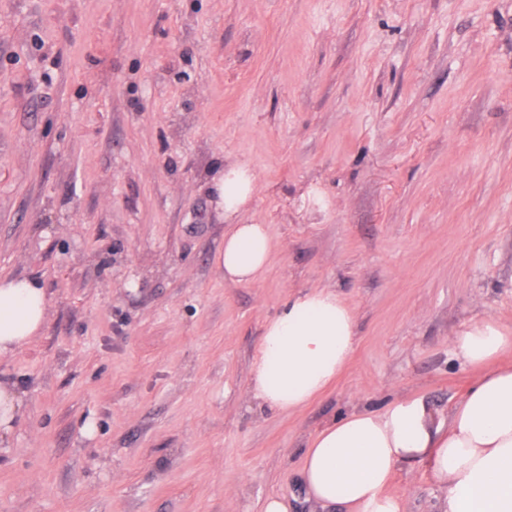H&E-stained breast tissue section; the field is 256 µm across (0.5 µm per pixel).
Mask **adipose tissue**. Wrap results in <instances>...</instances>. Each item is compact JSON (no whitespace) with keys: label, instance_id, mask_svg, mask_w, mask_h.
Masks as SVG:
<instances>
[{"label":"adipose tissue","instance_id":"adipose-tissue-1","mask_svg":"<svg viewBox=\"0 0 512 512\" xmlns=\"http://www.w3.org/2000/svg\"><path fill=\"white\" fill-rule=\"evenodd\" d=\"M256 176L244 164L224 166L213 190L225 217L224 276L251 284L272 250L267 225L237 224L252 199ZM48 296L38 280L0 278V358L14 354L43 327ZM356 344L351 309L332 290L290 295L263 327L253 363L250 395L279 411L310 405L348 363ZM454 353L477 370L473 387L437 420L421 398H402L381 410L355 408L320 427L304 453L300 484L306 500L325 512H401L388 491L396 468L427 464L446 492L441 512H512V365L492 361L512 346V326L494 320L471 324L455 336Z\"/></svg>","mask_w":512,"mask_h":512}]
</instances>
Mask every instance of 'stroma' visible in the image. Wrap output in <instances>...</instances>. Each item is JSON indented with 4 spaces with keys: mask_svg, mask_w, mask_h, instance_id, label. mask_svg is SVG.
I'll return each instance as SVG.
<instances>
[{
    "mask_svg": "<svg viewBox=\"0 0 512 512\" xmlns=\"http://www.w3.org/2000/svg\"><path fill=\"white\" fill-rule=\"evenodd\" d=\"M235 162L273 241L252 284L216 262ZM0 277L49 298L0 359V512H262L349 409L447 419L452 338L512 326V0H0ZM312 287L355 351L308 407L259 405L263 325ZM389 491L445 497L424 464ZM256 176L245 164L223 167L214 179L213 190L218 203L224 208V216L233 218L252 199ZM20 410L21 396L13 386L0 383V440L1 436H6L13 430V422Z\"/></svg>",
    "mask_w": 512,
    "mask_h": 512,
    "instance_id": "stroma-1",
    "label": "stroma"
}]
</instances>
